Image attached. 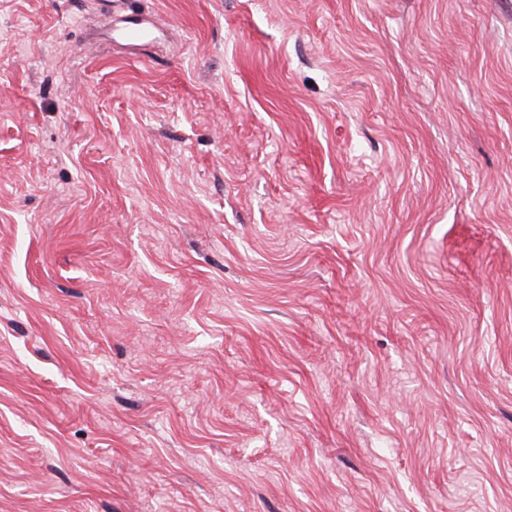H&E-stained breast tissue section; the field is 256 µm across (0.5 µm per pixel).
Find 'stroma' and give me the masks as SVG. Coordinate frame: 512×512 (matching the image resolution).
<instances>
[{
  "instance_id": "obj_1",
  "label": "stroma",
  "mask_w": 512,
  "mask_h": 512,
  "mask_svg": "<svg viewBox=\"0 0 512 512\" xmlns=\"http://www.w3.org/2000/svg\"><path fill=\"white\" fill-rule=\"evenodd\" d=\"M0 512H512V0H0Z\"/></svg>"
}]
</instances>
